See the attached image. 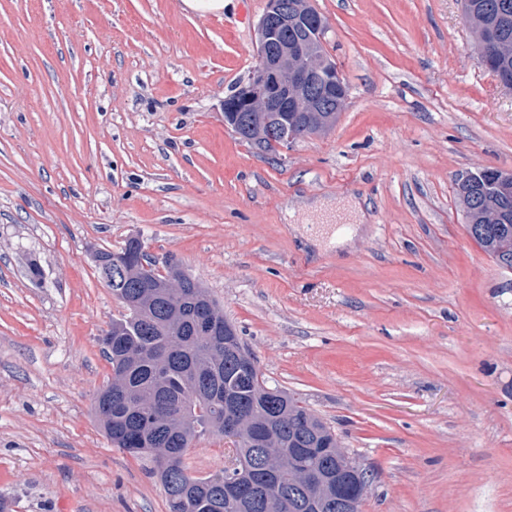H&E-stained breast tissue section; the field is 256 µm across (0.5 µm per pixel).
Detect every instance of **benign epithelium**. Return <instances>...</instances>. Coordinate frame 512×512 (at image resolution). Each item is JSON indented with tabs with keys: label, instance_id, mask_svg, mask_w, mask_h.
<instances>
[{
	"label": "benign epithelium",
	"instance_id": "1",
	"mask_svg": "<svg viewBox=\"0 0 512 512\" xmlns=\"http://www.w3.org/2000/svg\"><path fill=\"white\" fill-rule=\"evenodd\" d=\"M328 28L321 14L304 9L292 13L280 0H268L258 23V62L249 81L235 95L224 99V112H295L302 118L306 135L323 132L329 122H313L310 113L325 112V102L336 101V112L344 110L347 93L336 96V76H326L318 64L302 65L303 54L313 36L325 40ZM351 482L336 485V494L358 499L366 486L359 480V467L349 464Z\"/></svg>",
	"mask_w": 512,
	"mask_h": 512
}]
</instances>
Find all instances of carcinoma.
I'll return each mask as SVG.
<instances>
[{"label":"carcinoma","instance_id":"obj_1","mask_svg":"<svg viewBox=\"0 0 512 512\" xmlns=\"http://www.w3.org/2000/svg\"><path fill=\"white\" fill-rule=\"evenodd\" d=\"M462 8L484 36L485 67L512 81V0H466ZM272 119L270 112L242 113L240 139L255 144L250 132L268 130ZM492 182L458 184L459 205L469 236L511 262L512 219L500 217L512 215V195L497 193ZM101 255L128 266L130 276L111 288L123 312L99 338L112 376L94 400V417L113 447L151 459L169 512H337L332 486L289 468L283 457L296 448L315 476L334 475L346 466L336 433L295 394L268 385L208 290L197 281L171 297L154 287L181 268L169 259L162 271L144 270L132 239ZM202 313L224 326L222 335L198 334ZM227 422L240 426L228 465L190 475L186 450L206 434L225 436Z\"/></svg>","mask_w":512,"mask_h":512}]
</instances>
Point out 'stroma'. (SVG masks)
I'll list each match as a JSON object with an SVG mask.
<instances>
[{
	"label": "stroma",
	"mask_w": 512,
	"mask_h": 512,
	"mask_svg": "<svg viewBox=\"0 0 512 512\" xmlns=\"http://www.w3.org/2000/svg\"><path fill=\"white\" fill-rule=\"evenodd\" d=\"M348 91L327 133L259 150L221 104L267 0H0V498L168 512L92 413L120 302L94 254L140 238L198 278L269 385L368 478L361 512H512V271L461 174L512 172V89L460 0H310ZM343 233V246L332 244ZM223 439L184 456L223 468Z\"/></svg>",
	"instance_id": "stroma-1"
}]
</instances>
